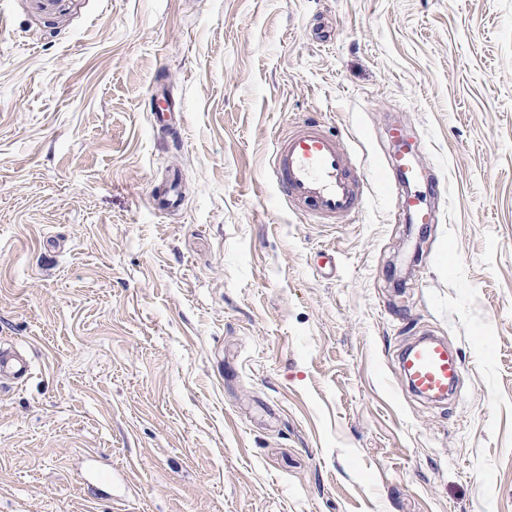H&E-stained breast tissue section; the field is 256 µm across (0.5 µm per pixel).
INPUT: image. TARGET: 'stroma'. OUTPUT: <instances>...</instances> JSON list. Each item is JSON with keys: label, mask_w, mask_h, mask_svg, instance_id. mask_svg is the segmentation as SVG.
Segmentation results:
<instances>
[{"label": "stroma", "mask_w": 512, "mask_h": 512, "mask_svg": "<svg viewBox=\"0 0 512 512\" xmlns=\"http://www.w3.org/2000/svg\"><path fill=\"white\" fill-rule=\"evenodd\" d=\"M307 115L436 223L289 210ZM1 350L0 512H512V0H0ZM400 367L412 390L431 402L445 401L459 374L458 356L435 337L407 349ZM30 373V363L27 359L17 354L0 351V378L20 380Z\"/></svg>", "instance_id": "stroma-1"}]
</instances>
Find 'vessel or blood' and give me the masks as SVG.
I'll use <instances>...</instances> for the list:
<instances>
[{
  "label": "vessel or blood",
  "mask_w": 512,
  "mask_h": 512,
  "mask_svg": "<svg viewBox=\"0 0 512 512\" xmlns=\"http://www.w3.org/2000/svg\"><path fill=\"white\" fill-rule=\"evenodd\" d=\"M388 136L396 150L391 166L379 165L366 175L353 171L349 151L336 136L328 134L314 117L295 120L285 133L279 134L271 160V172L291 208L309 206L311 214L327 223L356 215L364 200V185L377 183L386 193H394L396 181H417L421 166L396 130ZM404 211L414 215L417 223L434 219L419 195L400 196ZM400 367L412 390L432 402L445 401L459 374L458 357L438 338L422 339L401 356ZM30 372L27 359L0 352V377L20 380Z\"/></svg>",
  "instance_id": "vessel-or-blood-1"
}]
</instances>
